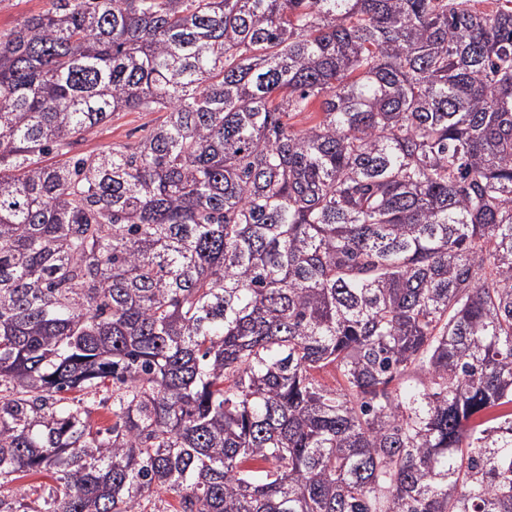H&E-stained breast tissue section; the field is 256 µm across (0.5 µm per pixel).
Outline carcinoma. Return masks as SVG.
Wrapping results in <instances>:
<instances>
[{
  "label": "carcinoma",
  "mask_w": 512,
  "mask_h": 512,
  "mask_svg": "<svg viewBox=\"0 0 512 512\" xmlns=\"http://www.w3.org/2000/svg\"><path fill=\"white\" fill-rule=\"evenodd\" d=\"M49 2L0 34V486L52 484L0 512H512V0ZM161 114V112H118L112 116L110 123L88 135L80 146V151L98 152L112 145L136 141L146 135Z\"/></svg>",
  "instance_id": "1"
}]
</instances>
